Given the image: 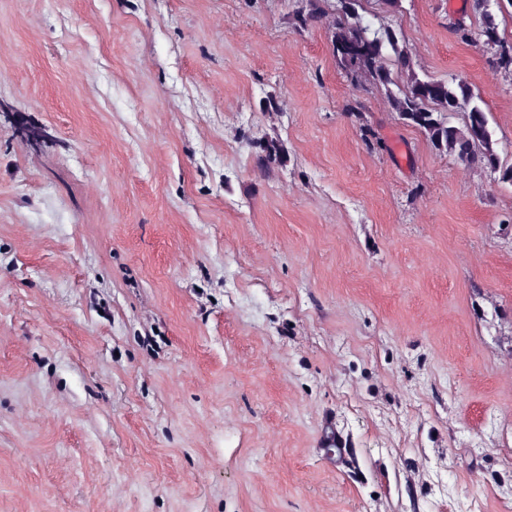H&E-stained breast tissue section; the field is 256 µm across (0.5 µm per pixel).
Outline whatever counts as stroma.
<instances>
[{"mask_svg":"<svg viewBox=\"0 0 512 512\" xmlns=\"http://www.w3.org/2000/svg\"><path fill=\"white\" fill-rule=\"evenodd\" d=\"M372 7L512 163L471 0ZM293 9L0 0V512H512V185Z\"/></svg>","mask_w":512,"mask_h":512,"instance_id":"obj_1","label":"stroma"}]
</instances>
